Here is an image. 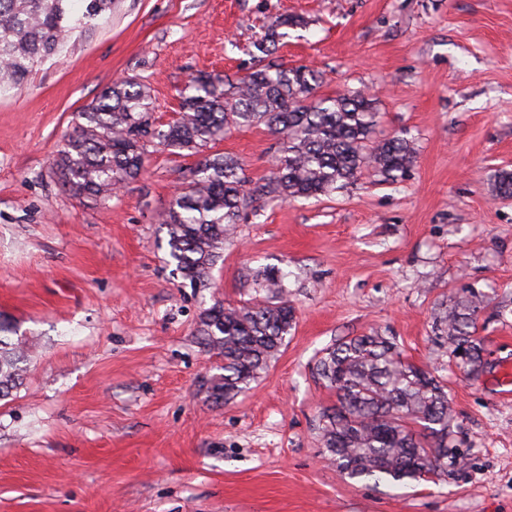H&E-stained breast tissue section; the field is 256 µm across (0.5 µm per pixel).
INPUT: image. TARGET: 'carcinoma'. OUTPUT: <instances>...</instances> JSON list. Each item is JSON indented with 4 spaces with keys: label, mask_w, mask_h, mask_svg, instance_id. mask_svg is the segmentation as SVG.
<instances>
[{
    "label": "carcinoma",
    "mask_w": 512,
    "mask_h": 512,
    "mask_svg": "<svg viewBox=\"0 0 512 512\" xmlns=\"http://www.w3.org/2000/svg\"><path fill=\"white\" fill-rule=\"evenodd\" d=\"M0 0V88L23 83L34 64L62 51L75 35L112 10V0ZM285 18L253 43L268 57L285 34L302 25ZM320 75L305 67L271 61L228 80L200 74L180 93V116L157 126L150 89L133 78L112 83L76 114L54 164L62 188L72 196L106 200L147 171L146 146L198 154L224 139L231 128L264 126L278 137L275 171L251 184L238 160L204 157L173 197L162 224L175 271L193 287H204L244 210L261 198L295 199L330 194L364 168L384 179L403 177L414 162L409 141L396 135L373 138L379 112L365 92L334 97L316 93ZM286 274L271 267L262 287L273 302L224 305L217 301L199 318L196 335L204 350L224 359L206 390L217 405L232 402L265 370L295 323L285 291ZM482 299L475 293L448 313V344L457 366L477 373L480 346L471 335ZM27 343L17 326L0 316V400L22 384ZM336 392V404L320 412L326 457L352 480L387 481L406 487L431 476L457 475L464 454L453 444L455 414L445 385L404 358L395 340L378 333L352 336L326 349L316 366ZM453 471H448L449 459Z\"/></svg>",
    "instance_id": "cac0c4a2"
}]
</instances>
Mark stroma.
I'll return each mask as SVG.
<instances>
[{
  "mask_svg": "<svg viewBox=\"0 0 512 512\" xmlns=\"http://www.w3.org/2000/svg\"><path fill=\"white\" fill-rule=\"evenodd\" d=\"M298 17L277 62L319 71L318 94H375L376 139L415 155L397 182L366 169L332 195L262 199L225 240L209 286L190 287L161 223L198 156L154 150L106 200L78 199L52 163L75 112L121 76L147 83L158 123L201 72L243 75L253 43ZM276 136L237 128L211 153L251 182ZM512 0H114L110 19L0 93V315L30 340L27 373L0 401V512H512ZM283 269L296 324L267 370L218 407L196 334L223 300L265 299ZM480 294L483 367L464 376L439 323ZM373 331L434 371L466 457L457 478L405 488L342 477L318 416L336 396L314 367Z\"/></svg>",
  "mask_w": 512,
  "mask_h": 512,
  "instance_id": "obj_1",
  "label": "stroma"
}]
</instances>
